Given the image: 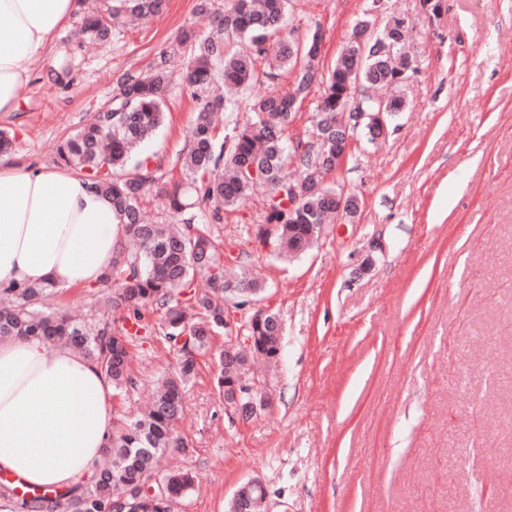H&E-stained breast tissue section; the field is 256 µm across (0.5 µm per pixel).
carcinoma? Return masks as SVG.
<instances>
[{
    "label": "carcinoma",
    "instance_id": "carcinoma-1",
    "mask_svg": "<svg viewBox=\"0 0 512 512\" xmlns=\"http://www.w3.org/2000/svg\"><path fill=\"white\" fill-rule=\"evenodd\" d=\"M164 5L165 0H98L84 11L73 36L80 44H106L128 18H151ZM287 13L288 0H229L222 13L211 11L210 0H197L196 14L210 18V26L202 33L192 27L181 32L180 44L189 47L181 75L169 70L168 54L161 53L148 75L119 81L91 122L58 146L62 164L112 199L127 229L126 242L92 285L97 310L86 322L72 320L54 303L59 289L49 283H0V341L34 338L47 349L78 348L110 380L113 395L123 397L138 389L130 362L143 340L160 335L177 363L157 379L148 409L113 430L91 479L68 490L21 496L0 484V496L14 499L15 512H172L192 489L194 475L174 470L159 478L157 473L166 454L182 447L175 425L184 416L183 390L203 355L213 354L218 363L224 404L247 407L250 416L266 406L263 392L249 398L235 391L252 378L254 360L273 361L280 354L275 313L263 307L266 287L247 275L242 259L251 252L227 253L214 228L223 223L225 211L241 206L263 185L264 223L276 225L271 254L290 260L306 253L335 212L327 197L336 194V186L325 177L336 169V123L354 112H381L391 123L404 100L374 99L365 88L397 87L409 68L401 52L406 33L401 18L362 44L352 32L333 66L321 74L315 68L318 56L287 28ZM288 69L294 72L293 91L251 98L245 119L228 116V132L218 138L214 113L225 110L223 88L249 93ZM317 81L321 93L313 133L324 139L288 152L290 101L307 95ZM175 84L187 87L198 104L176 181L164 178L148 158L130 165L141 143L161 125ZM290 165L298 176L287 174ZM149 196L162 201L171 221L145 220L142 202ZM246 304L253 309L243 336L251 343L228 338L212 350L230 309ZM154 313L161 314L156 327L148 321ZM239 497L253 501L257 512L264 509L265 490L253 479L235 491L228 512L237 510Z\"/></svg>",
    "mask_w": 512,
    "mask_h": 512
}]
</instances>
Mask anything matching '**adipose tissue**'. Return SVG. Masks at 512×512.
<instances>
[{
    "instance_id": "ef3b65f1",
    "label": "adipose tissue",
    "mask_w": 512,
    "mask_h": 512,
    "mask_svg": "<svg viewBox=\"0 0 512 512\" xmlns=\"http://www.w3.org/2000/svg\"><path fill=\"white\" fill-rule=\"evenodd\" d=\"M77 0H0V113L19 107L31 61L49 58ZM124 230L78 172L0 157V282L87 286L110 268ZM112 384L97 365L34 339L0 343V473L30 488L91 476L112 437Z\"/></svg>"
}]
</instances>
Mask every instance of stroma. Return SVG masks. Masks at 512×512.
I'll list each match as a JSON object with an SVG mask.
<instances>
[{
    "mask_svg": "<svg viewBox=\"0 0 512 512\" xmlns=\"http://www.w3.org/2000/svg\"><path fill=\"white\" fill-rule=\"evenodd\" d=\"M370 0H292L296 37L321 31L329 70ZM196 0H166L148 23L79 55L53 81L35 62L9 158L53 166L56 148L109 100L118 80L172 50L187 26L205 31ZM406 21L412 63L384 88L406 105L378 147L353 138L329 182L363 201L352 221L326 225L290 262L251 256L265 304L283 326L281 354L259 367L267 406L225 409L217 368L199 359L185 388L183 447L168 458L198 476L174 512H226L235 489L261 479L268 512H512V0H445L440 18L418 0H381L377 23ZM196 102L166 101L165 120L140 149L174 170ZM262 192L225 212L224 248L247 246ZM176 354L156 341L131 361L152 379Z\"/></svg>",
    "mask_w": 512,
    "mask_h": 512,
    "instance_id": "35a3bbf8",
    "label": "stroma"
}]
</instances>
